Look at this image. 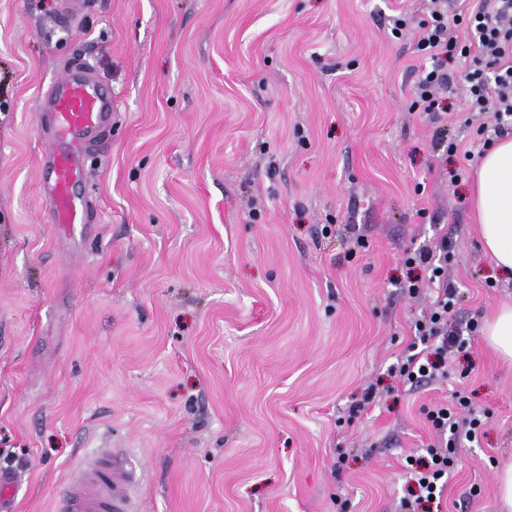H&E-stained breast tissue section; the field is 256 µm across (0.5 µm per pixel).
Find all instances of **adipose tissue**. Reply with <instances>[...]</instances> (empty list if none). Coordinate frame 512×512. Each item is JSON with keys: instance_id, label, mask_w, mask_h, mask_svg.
<instances>
[{"instance_id": "adipose-tissue-1", "label": "adipose tissue", "mask_w": 512, "mask_h": 512, "mask_svg": "<svg viewBox=\"0 0 512 512\" xmlns=\"http://www.w3.org/2000/svg\"><path fill=\"white\" fill-rule=\"evenodd\" d=\"M471 199L486 252L497 268L512 274V136L484 154Z\"/></svg>"}]
</instances>
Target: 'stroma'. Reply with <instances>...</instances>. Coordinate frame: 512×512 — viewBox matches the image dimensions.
<instances>
[{
    "label": "stroma",
    "instance_id": "stroma-1",
    "mask_svg": "<svg viewBox=\"0 0 512 512\" xmlns=\"http://www.w3.org/2000/svg\"><path fill=\"white\" fill-rule=\"evenodd\" d=\"M428 0H0V512H55L103 446L144 474L138 512H400L425 411L485 416L437 512H498L512 362L482 329L512 303L469 203L479 144L412 109ZM407 17L409 31L392 35ZM112 89V133L68 242L37 190L41 102L72 61ZM458 150H450V143ZM447 240L448 376L394 373L425 298L408 253ZM375 399L350 409L366 388Z\"/></svg>",
    "mask_w": 512,
    "mask_h": 512
}]
</instances>
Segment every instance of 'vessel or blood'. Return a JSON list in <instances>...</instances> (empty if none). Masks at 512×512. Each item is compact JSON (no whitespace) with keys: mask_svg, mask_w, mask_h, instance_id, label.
<instances>
[{"mask_svg":"<svg viewBox=\"0 0 512 512\" xmlns=\"http://www.w3.org/2000/svg\"><path fill=\"white\" fill-rule=\"evenodd\" d=\"M49 148L42 158L38 187L49 220L62 232L89 231L98 207L75 188L88 177L86 160L100 150L112 125V98L100 76L70 63L47 92ZM136 475L119 455L103 451L94 468L67 484L58 512H135Z\"/></svg>","mask_w":512,"mask_h":512,"instance_id":"obj_1","label":"vessel or blood"}]
</instances>
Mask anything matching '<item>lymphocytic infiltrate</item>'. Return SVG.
Listing matches in <instances>:
<instances>
[{
    "label": "lymphocytic infiltrate",
    "instance_id": "lymphocytic-infiltrate-1",
    "mask_svg": "<svg viewBox=\"0 0 512 512\" xmlns=\"http://www.w3.org/2000/svg\"><path fill=\"white\" fill-rule=\"evenodd\" d=\"M428 16L418 24L417 47L431 60L416 85L414 108L428 115L430 122L441 119L440 95L447 90L450 76L446 59L460 55L468 59L461 73L468 110L489 118L494 134L512 129V0H477L470 11L449 22L442 0H430ZM447 241L437 252L425 249L407 257L410 266L429 272L427 281L409 279L401 288L417 297L423 283L436 287L428 311L414 324L410 353L398 367L404 383L416 385L448 374V349L459 343L449 332L448 319L456 305V289L448 281ZM426 418L438 436L428 444L422 457L410 460L408 497L402 508L420 506L440 497L448 483L461 440H474L482 421L470 409L466 396L455 393L452 402L429 408Z\"/></svg>",
    "mask_w": 512,
    "mask_h": 512
}]
</instances>
